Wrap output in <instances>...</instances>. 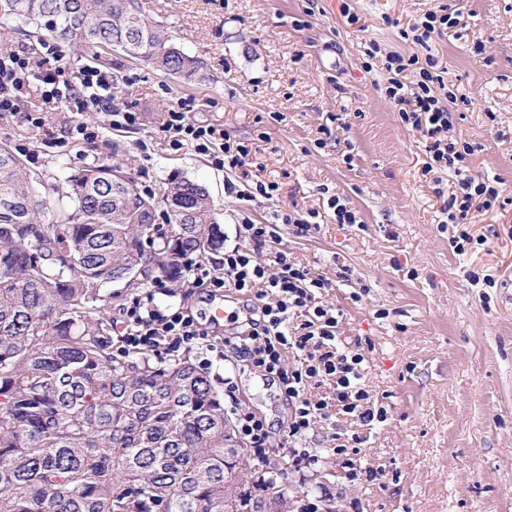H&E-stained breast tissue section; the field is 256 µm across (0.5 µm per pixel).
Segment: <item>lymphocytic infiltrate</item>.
<instances>
[{"instance_id":"lymphocytic-infiltrate-1","label":"lymphocytic infiltrate","mask_w":512,"mask_h":512,"mask_svg":"<svg viewBox=\"0 0 512 512\" xmlns=\"http://www.w3.org/2000/svg\"><path fill=\"white\" fill-rule=\"evenodd\" d=\"M41 54L37 69L26 55L0 54V116L20 111L36 83L41 90V107L26 113L27 122L33 126H42L43 111L67 112L72 120L65 126V136L90 144L106 127L137 124L138 112L116 103L111 73L92 65L68 70L62 63L61 47L54 41H42ZM436 67L433 58L422 59L415 53L387 54L389 79L385 92L402 123L421 136L427 157L424 173L450 170L457 178L458 189L449 195L442 212L448 223L460 229L450 242L454 251L462 254L472 241L465 228L472 210L493 209L499 190L471 174L475 146L450 136L449 105L457 97L449 95L443 102L436 96L434 87L443 81ZM410 69L416 78L408 85L400 76ZM192 110L187 98L168 110L163 130L171 150L193 146L208 154L214 166L225 170L252 164L251 144L213 126L196 124L189 117ZM93 111L100 113V120L85 121L84 113ZM238 237L239 244L225 250L217 264L196 265L194 280L197 285L217 290L252 292L259 299L258 317L250 329L240 339H226L225 344L244 367L260 369L279 380L288 400L289 416L283 438L276 446L271 443L265 420L251 411H235L234 429L238 439L257 457L267 458L277 448L286 450L292 466L300 472L319 461L318 455L305 446L317 424L329 423L338 414L368 426L385 422L388 411L375 403L366 386L364 354L337 341L339 311L317 299L321 291L330 287V280L312 276L307 267L291 262L285 250L264 255L266 244L279 240L273 225L244 220L238 226ZM115 335L119 355L144 352L173 359L206 340L208 332L191 311L181 307L155 309L138 296L124 308L121 327ZM324 382L333 388L331 399H313L311 385ZM331 439L332 452L349 482L358 486L376 480L377 470L364 466L359 457L362 437L335 433Z\"/></svg>"}]
</instances>
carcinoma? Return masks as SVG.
Masks as SVG:
<instances>
[{
	"mask_svg": "<svg viewBox=\"0 0 512 512\" xmlns=\"http://www.w3.org/2000/svg\"><path fill=\"white\" fill-rule=\"evenodd\" d=\"M0 15L97 55L198 70L139 0H0ZM114 172L135 183L119 163L72 170L47 220L40 177L0 146V512H305L309 491L290 494L277 463L225 447L224 398L189 356L112 355V273L143 263L175 286L224 246L203 185L169 180L164 229L154 195L114 192Z\"/></svg>",
	"mask_w": 512,
	"mask_h": 512,
	"instance_id": "1",
	"label": "carcinoma"
}]
</instances>
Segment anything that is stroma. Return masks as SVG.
<instances>
[{
	"label": "stroma",
	"instance_id": "35a3bbf8",
	"mask_svg": "<svg viewBox=\"0 0 512 512\" xmlns=\"http://www.w3.org/2000/svg\"><path fill=\"white\" fill-rule=\"evenodd\" d=\"M149 21L201 63L192 78L167 74L113 52L92 60L65 46L72 67L94 62L117 81L119 102L139 112L131 129H106L91 144L61 142L68 113L50 112L42 128L23 113L0 117V143L45 182L49 208L65 191L64 168L112 159L139 186L162 194L171 177L209 191L226 245L237 244L243 218L276 225L282 249L331 279L326 299L342 313L340 340L360 344L367 385L387 421L367 431L364 465L375 485L352 487L317 427L307 445L322 461L300 484L329 486L360 499L364 512H512V0H142ZM460 10L464 26L416 49L404 33L437 6ZM434 57L467 104L453 108V133L478 144L472 174L499 181L505 207L473 212L475 242L457 254L442 231L443 197L453 172L423 176L419 136L403 125L385 95L382 60L365 68L366 51ZM133 85H126V78ZM193 100V121L255 143L256 167L230 173L193 146L169 150L168 110ZM277 181L268 200L256 181ZM251 190L238 198L226 182ZM339 196L357 211L336 223L327 206ZM317 212L320 229L297 235L286 213ZM158 305H184L207 317L214 301L239 318L252 304L235 291L209 295L182 281L155 289ZM361 300H353L355 291ZM240 408L281 437L288 405L278 384L250 369L236 374Z\"/></svg>",
	"mask_w": 512,
	"mask_h": 512
}]
</instances>
